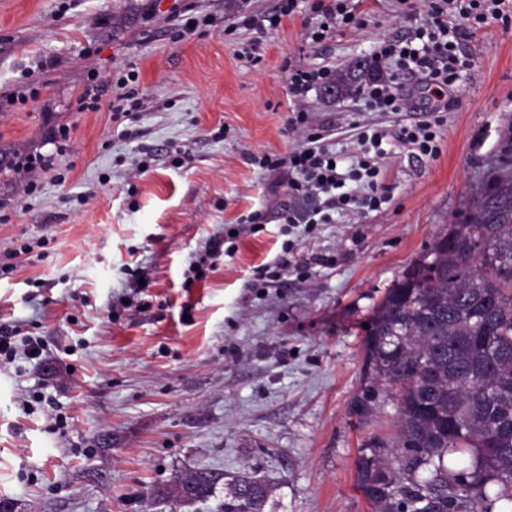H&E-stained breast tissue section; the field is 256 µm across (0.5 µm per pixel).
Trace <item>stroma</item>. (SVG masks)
I'll return each instance as SVG.
<instances>
[{
	"mask_svg": "<svg viewBox=\"0 0 512 512\" xmlns=\"http://www.w3.org/2000/svg\"><path fill=\"white\" fill-rule=\"evenodd\" d=\"M279 4L0 0V327L44 343L41 359L0 360V500L17 512H224L225 485L247 469L273 488L268 512H373L359 465L394 441L397 405L365 377L362 324L512 164V21L474 31L436 158L396 138L436 104L423 80L382 69L409 112L309 93L310 127L343 165L362 126L390 131L388 198L302 224L314 199L251 162L303 140L285 64H372L427 11L360 0V26L314 43L303 13L266 25ZM185 9L201 24L180 38L172 17ZM253 45L256 62L241 54ZM132 68L138 111L120 123L105 105L80 111L84 87ZM37 153L54 167L27 194L14 163ZM256 211L264 222L247 223ZM233 228L228 252L192 279ZM23 241L31 253L11 258ZM278 257L287 271L263 283L258 266ZM191 471L214 479L206 502L152 498Z\"/></svg>",
	"mask_w": 512,
	"mask_h": 512,
	"instance_id": "1",
	"label": "stroma"
}]
</instances>
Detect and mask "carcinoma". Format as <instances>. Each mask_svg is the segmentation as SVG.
<instances>
[{
  "label": "carcinoma",
  "instance_id": "cac0c4a2",
  "mask_svg": "<svg viewBox=\"0 0 512 512\" xmlns=\"http://www.w3.org/2000/svg\"><path fill=\"white\" fill-rule=\"evenodd\" d=\"M340 73L336 94L359 88ZM363 339L373 380L396 392L398 453L362 460L359 483L374 512L512 510V173L473 201L385 288ZM212 493L203 472L155 497ZM271 486L253 471L228 483L224 512H265Z\"/></svg>",
  "mask_w": 512,
  "mask_h": 512
}]
</instances>
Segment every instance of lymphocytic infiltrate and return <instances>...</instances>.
Masks as SVG:
<instances>
[{"instance_id":"obj_1","label":"lymphocytic infiltrate","mask_w":512,"mask_h":512,"mask_svg":"<svg viewBox=\"0 0 512 512\" xmlns=\"http://www.w3.org/2000/svg\"><path fill=\"white\" fill-rule=\"evenodd\" d=\"M503 0H429L428 20L403 36L384 41L375 52L377 58L394 60L398 69L421 75L427 86L437 92L449 89L459 68L473 55L468 41L474 29L502 19ZM309 11L313 21L308 28L311 41L321 42L329 31L354 23L356 15L349 0H311ZM336 79L332 67H288L287 80L292 127H305L302 145L288 156L263 155L257 158L260 168L270 172L288 169V186L297 196L320 197L322 208L307 214L306 223H329V210L351 204L374 206L384 197L383 175L385 152L381 147L384 131L360 132V152L347 172H340L335 150L325 144L320 133L308 130L309 113L305 99L309 91L325 88ZM369 109L374 112H403L410 100L403 89L383 80L367 81L359 89ZM360 183L362 196L346 193L347 181Z\"/></svg>"}]
</instances>
